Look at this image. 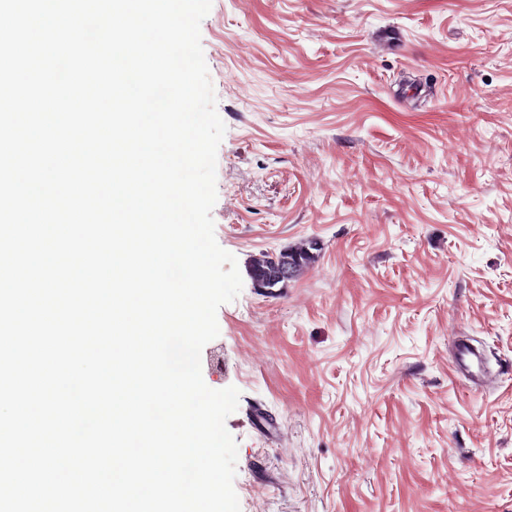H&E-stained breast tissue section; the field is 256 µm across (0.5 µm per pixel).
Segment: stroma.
Wrapping results in <instances>:
<instances>
[{
    "label": "stroma",
    "instance_id": "obj_1",
    "mask_svg": "<svg viewBox=\"0 0 512 512\" xmlns=\"http://www.w3.org/2000/svg\"><path fill=\"white\" fill-rule=\"evenodd\" d=\"M200 33L243 280L201 368L240 391L241 512H512V0H212ZM312 250L319 252L320 246L316 241H309L296 248H288L281 250L278 253H261L258 257L253 259L251 264L250 274L251 278L261 280V282H267L271 285V277L275 272L277 265L282 260L289 264L292 268L286 265H280L277 270L276 279L280 282H288L292 278L298 276V274L307 266H309L318 256V253L312 252Z\"/></svg>",
    "mask_w": 512,
    "mask_h": 512
}]
</instances>
